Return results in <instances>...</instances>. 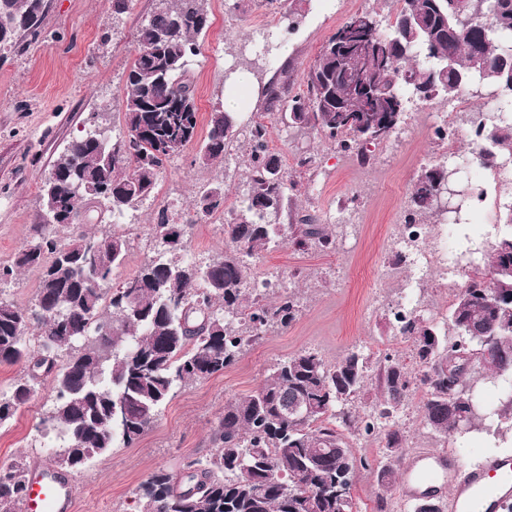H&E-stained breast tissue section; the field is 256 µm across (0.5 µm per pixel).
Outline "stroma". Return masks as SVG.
I'll return each mask as SVG.
<instances>
[{
    "instance_id": "stroma-1",
    "label": "stroma",
    "mask_w": 512,
    "mask_h": 512,
    "mask_svg": "<svg viewBox=\"0 0 512 512\" xmlns=\"http://www.w3.org/2000/svg\"><path fill=\"white\" fill-rule=\"evenodd\" d=\"M157 6L158 0H129L118 13L114 0H47L39 34L26 37L21 48L0 59V264L11 262L32 241L42 183L64 146L93 123L112 138L124 132L122 96L137 49L136 32ZM206 8L210 26L198 38L200 51L190 68L200 113L198 137L166 164L151 198L117 225V232L130 239L120 278L135 275L160 251L152 226L164 202L175 204L174 222L189 224L202 187L223 189L229 207L245 193L241 148L211 166L194 161L211 112L224 104L225 75L231 68L254 78L255 94L236 120L241 126L254 121L267 125L269 149L294 183L289 219L317 211L335 234L336 249L323 252L288 240L250 258L252 277H279L295 293L296 319L271 328L224 373L176 384L151 428L133 445L114 446L72 472L80 488L76 512H134L139 487L152 473L164 469L180 474L187 460L213 452L210 429L225 403L257 390L280 360L309 350L333 364L349 352L360 353L366 361V382L349 404L358 417L371 416L381 399L378 367L385 354L410 371L418 369L410 341L397 335L392 324L391 305L399 300L401 288L396 283L377 286L373 275L383 266L409 268L407 251L389 245L388 237L403 221L423 167L443 161L446 145L433 129L419 126L420 107L414 103L391 137L373 147L370 163L362 166L311 128L284 121L278 103L267 94L282 84L289 95L305 94L309 70L328 37L354 13L394 15L395 0H207ZM287 13L296 26L281 32L273 67L256 59L247 43L257 28L275 29ZM303 154L312 161L300 168L296 162ZM189 226L190 261L205 266L223 255L221 216ZM52 384V378H45L29 403L0 428V463L52 456L54 442L44 436L42 425ZM423 397L422 389H413L393 419L404 436L403 448L389 451L380 428L350 436L354 455L364 462L352 487L354 512H414V503L403 502L397 486L385 485L380 472L386 466L403 470L421 444L453 451L471 468L489 457L512 456V427L436 434L420 414Z\"/></svg>"
}]
</instances>
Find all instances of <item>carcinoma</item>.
<instances>
[{"label":"carcinoma","mask_w":512,"mask_h":512,"mask_svg":"<svg viewBox=\"0 0 512 512\" xmlns=\"http://www.w3.org/2000/svg\"><path fill=\"white\" fill-rule=\"evenodd\" d=\"M161 6L138 30L122 110L126 133L112 140L92 129L74 138L55 159L57 184L41 193L45 215L36 235L9 264H0V283L25 268L43 269L32 308L21 309L0 298V365H24L8 394H0V427L9 423L35 393L38 374L54 373L52 408L47 422L60 442L53 461L80 463L102 455L119 442L127 447L155 421L178 382L210 378L224 372L267 327L290 324L298 309L293 297L280 293L264 302L249 287L247 259L290 233L298 246L314 243L322 251L336 248L332 232L306 214L293 224L271 218L288 212V172L269 161L278 159L267 146V126L256 121L237 126L234 113L210 114L209 131L199 163L224 160L233 142L247 145L244 160L248 189L240 204L224 210V193L208 190L195 199V216L224 214V257L204 268L178 256L186 225L160 215L153 231L165 249L134 276L105 296L128 248L115 230L72 232L60 244L53 236L80 205L78 188L103 191L99 209L122 215L154 192L165 164L182 155L197 137L199 112L189 79L198 36L208 28L204 0H160ZM45 0H0V54L18 48L43 23ZM469 26L451 16L448 0H399L394 21L372 34L377 49L364 62L365 76L376 90L373 103L349 92V72L336 55L321 49L307 80V93L288 100L295 123L336 143L337 149L370 161L356 121L367 105V120L386 127L388 108L415 91L435 84L437 96L463 90L507 92L500 74L503 56L512 55V0H471ZM486 146L477 152L483 168L500 159L512 162V122L475 128ZM448 167H425L411 193L409 224L444 215ZM105 245L97 257L82 243ZM495 240L481 249L480 265L468 276L442 325L420 328L410 316L400 333L419 360L416 374L387 354L378 378L382 399L373 419L359 424L344 405L362 389L366 362L349 353L334 365L313 351L292 356L271 369L255 392L224 404L211 429L216 451L185 465L183 477L164 470L141 486L137 512H353L349 475L356 458L348 435L369 433L377 421L396 414L410 388L424 390L422 418L448 436L512 420V279L503 280V256ZM136 292V307L125 292ZM474 329L479 341L468 349L483 378L502 387L504 399L494 417L470 414V394L448 376V341ZM54 342L55 361L42 352ZM25 465L0 464V512H21L26 496Z\"/></svg>","instance_id":"carcinoma-1"}]
</instances>
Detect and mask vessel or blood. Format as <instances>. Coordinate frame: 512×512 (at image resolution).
<instances>
[{
    "mask_svg": "<svg viewBox=\"0 0 512 512\" xmlns=\"http://www.w3.org/2000/svg\"><path fill=\"white\" fill-rule=\"evenodd\" d=\"M450 488L448 512H473V502H480L481 512H499L503 503L512 501V458L491 457L476 469L450 451L423 450L408 458L405 479L400 486L401 499ZM77 486L58 479L30 478L23 512H74Z\"/></svg>",
    "mask_w": 512,
    "mask_h": 512,
    "instance_id": "vessel-or-blood-1",
    "label": "vessel or blood"
}]
</instances>
